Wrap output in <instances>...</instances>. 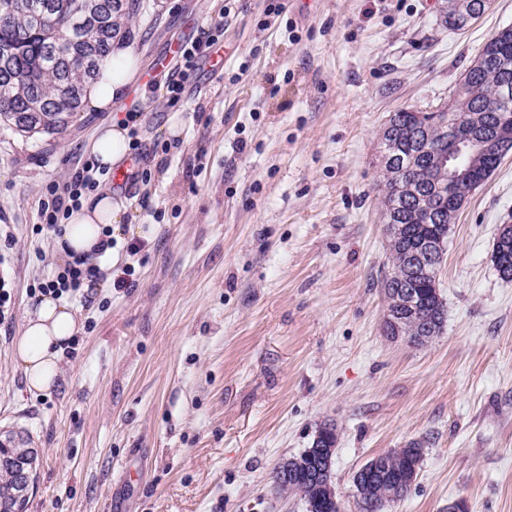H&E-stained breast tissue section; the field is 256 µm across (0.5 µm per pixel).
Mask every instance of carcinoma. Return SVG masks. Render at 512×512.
<instances>
[{"label":"carcinoma","mask_w":512,"mask_h":512,"mask_svg":"<svg viewBox=\"0 0 512 512\" xmlns=\"http://www.w3.org/2000/svg\"><path fill=\"white\" fill-rule=\"evenodd\" d=\"M138 0H0V122L28 135L63 133L70 119L83 107L85 91L97 78L100 64L110 54L112 42L122 34L125 22L136 14ZM499 55L512 68V32L486 42L479 55ZM504 75L490 68L469 67L451 106L422 115L415 108L393 113L380 133L383 166L381 208L389 239L390 270L381 288L386 309L393 304L396 285L402 279L415 293L414 310L403 311L402 335L416 345L439 336L445 304L439 286L451 224L467 197L484 184L502 162L493 153L480 163L473 178L454 184L428 179L442 161L448 167L445 146L453 130L477 122L484 127H512V98L502 94ZM442 242L437 258H427L430 269L410 270L408 256L421 245ZM492 259L501 279L512 281V240L496 239ZM337 442L336 428L329 426L312 447L283 459L277 469L290 473L288 481L272 479L276 498L298 497L307 512H341L334 498L332 468L313 447ZM423 450L413 444L393 449L374 460L381 467L354 474L353 486L362 512H386V508L410 492L407 484L391 477L420 468ZM38 450L22 441L0 444V512H25L34 482ZM26 465L29 477L20 474ZM319 475L310 479L306 472Z\"/></svg>","instance_id":"1"}]
</instances>
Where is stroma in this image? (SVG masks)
I'll use <instances>...</instances> for the list:
<instances>
[{"label":"stroma","mask_w":512,"mask_h":512,"mask_svg":"<svg viewBox=\"0 0 512 512\" xmlns=\"http://www.w3.org/2000/svg\"><path fill=\"white\" fill-rule=\"evenodd\" d=\"M218 20L225 76L198 69L169 101L175 48ZM507 26L512 0L464 31L442 24L440 0H140L124 36L140 75L111 111L81 110L52 136L0 126L15 293L0 427L39 449L27 512H306L273 497L271 473L326 424L342 512H361L355 471L412 443L418 476L389 512H512V282L491 258L512 224V153L451 226L445 326L424 346L383 330L378 199L389 113L447 104ZM134 104L148 179L120 192L114 251L135 285L69 297L82 330L64 375L28 389L12 359L26 288L62 265L34 229L39 199ZM140 224L154 234L132 255Z\"/></svg>","instance_id":"stroma-1"}]
</instances>
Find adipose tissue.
Returning a JSON list of instances; mask_svg holds the SVG:
<instances>
[{
    "instance_id": "ef3b65f1",
    "label": "adipose tissue",
    "mask_w": 512,
    "mask_h": 512,
    "mask_svg": "<svg viewBox=\"0 0 512 512\" xmlns=\"http://www.w3.org/2000/svg\"><path fill=\"white\" fill-rule=\"evenodd\" d=\"M137 61L132 50L121 42H114L110 55L100 67L99 77L87 90L84 103L88 108L107 112L121 98L134 79ZM126 128L111 123L103 126L92 142V152L100 165L119 166L129 151ZM127 212L123 199L110 191H103L77 210L71 211L62 236L55 238L57 254L73 251L77 254L92 252L102 246L103 257H112L106 248L108 232H119ZM80 330V319L63 299L45 295L28 309L23 332L14 347V361L27 381L29 389L50 391L56 385L63 369V354Z\"/></svg>"
}]
</instances>
